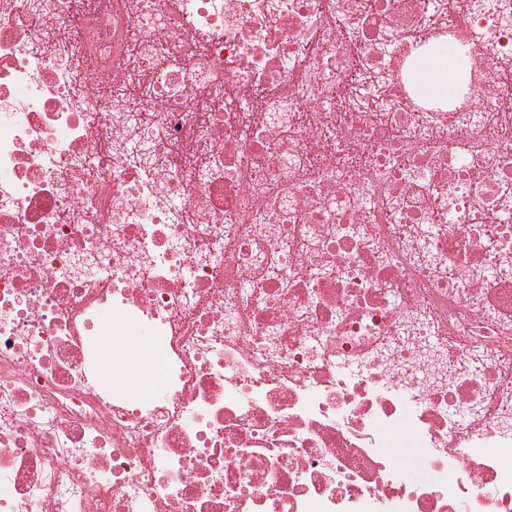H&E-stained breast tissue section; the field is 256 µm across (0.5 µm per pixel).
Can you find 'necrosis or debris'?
<instances>
[{
    "label": "necrosis or debris",
    "instance_id": "obj_1",
    "mask_svg": "<svg viewBox=\"0 0 512 512\" xmlns=\"http://www.w3.org/2000/svg\"><path fill=\"white\" fill-rule=\"evenodd\" d=\"M510 100L512 0H0V512H512ZM413 79L424 97L450 96L457 81L456 61L449 54L426 61L416 68ZM127 346L129 349V359H130V356H134V357L139 358L144 363V366L139 370H138V368H139L138 361L133 360L129 364V372L138 370L135 373L129 374L128 381H129L131 390L144 391L148 388L149 384L153 380L154 374L157 369L153 363L144 360L140 356L138 345L127 343Z\"/></svg>",
    "mask_w": 512,
    "mask_h": 512
}]
</instances>
